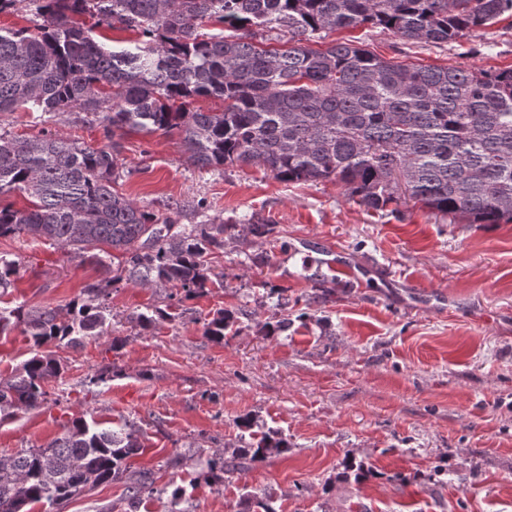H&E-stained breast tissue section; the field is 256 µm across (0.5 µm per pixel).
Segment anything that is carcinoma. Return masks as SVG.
Here are the masks:
<instances>
[{
  "label": "carcinoma",
  "instance_id": "cac0c4a2",
  "mask_svg": "<svg viewBox=\"0 0 512 512\" xmlns=\"http://www.w3.org/2000/svg\"><path fill=\"white\" fill-rule=\"evenodd\" d=\"M28 3L35 28L0 30V114L95 112L110 143L98 148L49 134L0 132V196L22 191L30 209L0 204V237L32 234L63 248L106 245L125 256L108 284L136 281L193 298L213 283L206 256L224 247L226 224L183 227L124 197L117 133L178 130L202 168L258 166L286 182L335 180L361 205L384 211L413 201L470 224L512 223V69L404 67L348 42L305 46L323 30L382 28L405 41L453 42L488 28L512 0H0V11ZM137 34L120 51L93 37L84 17ZM206 22L223 31L204 35ZM287 40L288 48L267 45ZM223 101L220 111L193 106ZM19 263L0 256V288ZM92 286L63 317L56 308L18 306L0 328L23 327L37 348L22 372L0 379V412L47 400L62 365L41 348L104 335L102 299ZM231 316L203 323L224 341ZM288 448L269 434L236 451L244 470ZM146 451L133 424L114 430L83 418L43 448L0 462V512L59 509L71 496L126 479L128 500L154 493L129 460ZM229 471L206 460L197 479Z\"/></svg>",
  "mask_w": 512,
  "mask_h": 512
}]
</instances>
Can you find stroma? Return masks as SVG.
I'll use <instances>...</instances> for the list:
<instances>
[{
    "label": "stroma",
    "instance_id": "1",
    "mask_svg": "<svg viewBox=\"0 0 512 512\" xmlns=\"http://www.w3.org/2000/svg\"><path fill=\"white\" fill-rule=\"evenodd\" d=\"M358 41L409 67L512 68V17L455 43H410L379 28L324 32L312 49ZM0 128L49 132L92 147L103 130L87 111L14 112ZM117 190L179 224L227 223L207 257L223 287L182 303L122 282L105 299L107 334L61 346L60 375L40 408L0 415V459L48 443L82 417L139 427L155 494L130 508L118 480L73 496L61 512H512V223L470 224L418 205L366 209L333 180L288 183L262 168L200 169L177 131L125 132ZM271 220L272 234L248 226ZM312 239L363 272L350 282L303 270ZM19 261L0 308L68 309L104 285L122 253H75L23 234L0 238ZM225 310L220 343L202 319ZM154 316L149 328L132 317ZM287 331L271 335L277 320ZM124 344L113 348V337ZM34 347L20 328L0 334V378L21 372ZM277 433L286 451L213 485L197 481L207 456L232 458L242 419Z\"/></svg>",
    "mask_w": 512,
    "mask_h": 512
}]
</instances>
